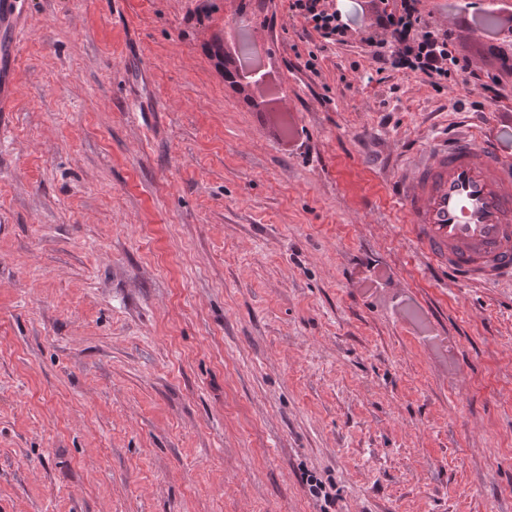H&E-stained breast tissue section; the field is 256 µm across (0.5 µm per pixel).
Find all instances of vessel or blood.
<instances>
[{
  "label": "vessel or blood",
  "mask_w": 512,
  "mask_h": 512,
  "mask_svg": "<svg viewBox=\"0 0 512 512\" xmlns=\"http://www.w3.org/2000/svg\"><path fill=\"white\" fill-rule=\"evenodd\" d=\"M21 0H0V112L13 109ZM413 242L463 284L512 280V161L487 136L457 134L419 154L395 183Z\"/></svg>",
  "instance_id": "obj_1"
}]
</instances>
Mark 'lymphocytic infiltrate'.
I'll list each match as a JSON object with an SVG mask.
<instances>
[{"label": "lymphocytic infiltrate", "instance_id": "lymphocytic-infiltrate-1", "mask_svg": "<svg viewBox=\"0 0 512 512\" xmlns=\"http://www.w3.org/2000/svg\"><path fill=\"white\" fill-rule=\"evenodd\" d=\"M421 0H379L375 7L378 35L369 39V58L377 73L403 71L425 75L435 90L461 81L478 95L474 110L484 102L503 99L500 74H512V53L487 33L472 49L463 46L464 26L442 27L425 16ZM289 20L300 22L303 35L314 49L300 65L316 72L318 54L328 47L348 42L349 26L329 0H288Z\"/></svg>", "mask_w": 512, "mask_h": 512}]
</instances>
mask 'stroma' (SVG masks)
<instances>
[{"label":"stroma","mask_w":512,"mask_h":512,"mask_svg":"<svg viewBox=\"0 0 512 512\" xmlns=\"http://www.w3.org/2000/svg\"><path fill=\"white\" fill-rule=\"evenodd\" d=\"M0 112V512H512V284L451 282L392 181L506 97L371 75L370 0H23ZM441 25L512 0H422ZM273 137L207 51L236 20ZM410 302L455 357L432 352ZM318 492H311V484ZM288 20L301 23L303 35L317 51L348 43L349 26L342 15L329 7L331 0H287Z\"/></svg>","instance_id":"obj_1"}]
</instances>
